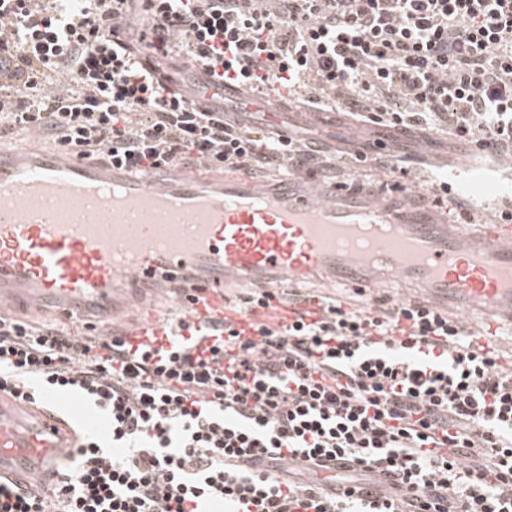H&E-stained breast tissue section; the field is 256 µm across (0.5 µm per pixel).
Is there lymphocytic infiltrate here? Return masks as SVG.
Wrapping results in <instances>:
<instances>
[{"mask_svg":"<svg viewBox=\"0 0 512 512\" xmlns=\"http://www.w3.org/2000/svg\"><path fill=\"white\" fill-rule=\"evenodd\" d=\"M174 55L246 88L311 86L318 109L350 89L365 122L512 156V0H0V129L143 172L302 164L294 138L170 85ZM401 325L407 355L388 347ZM224 333L158 357L0 313L1 392L71 390L107 419L53 494L1 480L0 512H512V371L463 321L337 299Z\"/></svg>","mask_w":512,"mask_h":512,"instance_id":"1","label":"lymphocytic infiltrate"}]
</instances>
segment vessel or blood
<instances>
[{
	"mask_svg": "<svg viewBox=\"0 0 512 512\" xmlns=\"http://www.w3.org/2000/svg\"><path fill=\"white\" fill-rule=\"evenodd\" d=\"M224 104L279 123L272 92L251 95L224 82ZM78 197L81 209L49 211ZM423 288L448 308L503 315L512 322V222L448 230L436 202L418 207L403 188L360 189L281 176L258 184L240 173L203 169L139 174L28 145L0 149V304L53 308L70 324L93 311L112 335L164 354L220 344L224 329L260 322L283 328L293 307L257 316L233 311L230 284L266 288L325 277L339 288H371L381 272ZM189 280L172 317L126 318L164 282ZM69 395L44 402L24 422L0 398V477L52 493L65 479L60 460L97 419L87 409L59 414Z\"/></svg>",
	"mask_w": 512,
	"mask_h": 512,
	"instance_id": "obj_1",
	"label": "vessel or blood"
}]
</instances>
